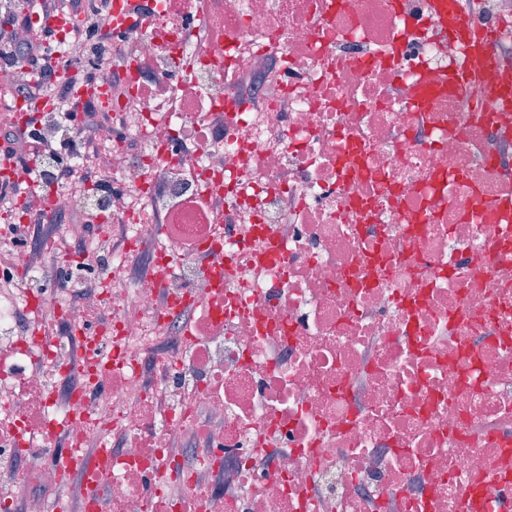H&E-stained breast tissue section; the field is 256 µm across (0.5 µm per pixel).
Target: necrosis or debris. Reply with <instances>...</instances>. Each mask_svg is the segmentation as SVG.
Masks as SVG:
<instances>
[{"mask_svg":"<svg viewBox=\"0 0 512 512\" xmlns=\"http://www.w3.org/2000/svg\"><path fill=\"white\" fill-rule=\"evenodd\" d=\"M143 2L112 205L46 197L119 242L0 291V512H512V0Z\"/></svg>","mask_w":512,"mask_h":512,"instance_id":"1","label":"necrosis or debris"}]
</instances>
